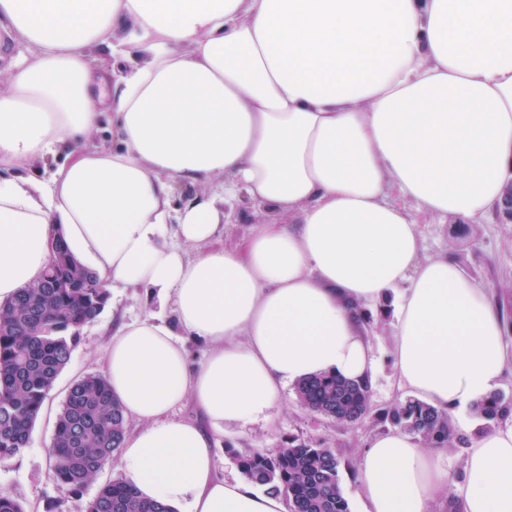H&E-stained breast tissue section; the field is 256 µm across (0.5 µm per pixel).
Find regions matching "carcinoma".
<instances>
[{"mask_svg": "<svg viewBox=\"0 0 512 512\" xmlns=\"http://www.w3.org/2000/svg\"><path fill=\"white\" fill-rule=\"evenodd\" d=\"M109 292L95 272L82 265L65 240L40 281L20 289L0 306V463L18 455L59 373L68 364L83 326L104 311ZM298 403L340 424L371 419L421 438L429 448H469L471 437L456 431L451 414L408 397L390 409L372 401L371 381L316 375L296 383ZM483 428L512 418V395L494 391L473 404ZM126 418L106 378L87 374L75 381L56 417L50 471L59 486L80 493L119 451ZM233 460L249 481L280 493L289 512H350L341 481V458L320 441L295 437L274 454L256 449ZM86 512H174L140 497L126 481L101 485Z\"/></svg>", "mask_w": 512, "mask_h": 512, "instance_id": "cac0c4a2", "label": "carcinoma"}]
</instances>
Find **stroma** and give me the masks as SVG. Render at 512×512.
Masks as SVG:
<instances>
[{
    "label": "stroma",
    "instance_id": "35a3bbf8",
    "mask_svg": "<svg viewBox=\"0 0 512 512\" xmlns=\"http://www.w3.org/2000/svg\"><path fill=\"white\" fill-rule=\"evenodd\" d=\"M456 219L433 218L422 225V258L448 256L488 289V298L503 320L502 341L512 354V224L492 218L473 224L468 234L457 231ZM154 314L163 323L174 325L172 306L148 295L142 288L111 289L104 312L80 331L71 358L58 376L42 412L31 432L27 447L10 461L0 464V492L19 497L27 512H86L88 501L98 487L120 477L118 464H110L85 487L72 494L57 485L49 470L48 450L52 444L57 413L70 386L89 373L104 371L102 355L116 327ZM377 362L371 379L372 399L376 407L390 408L410 397L398 378L394 357L395 327L386 321L367 333ZM381 426L363 422L344 426L311 413L296 401L293 387H286L282 404L272 422H249L228 428L215 445L219 476L237 474L231 450L262 448L272 452L285 438L298 436L323 441L342 458L341 486L350 512L360 510L358 470L368 440L381 433Z\"/></svg>",
    "mask_w": 512,
    "mask_h": 512
}]
</instances>
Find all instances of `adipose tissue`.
Here are the masks:
<instances>
[{
  "label": "adipose tissue",
  "instance_id": "obj_1",
  "mask_svg": "<svg viewBox=\"0 0 512 512\" xmlns=\"http://www.w3.org/2000/svg\"><path fill=\"white\" fill-rule=\"evenodd\" d=\"M0 305L51 242L104 286L172 301L208 347L191 366L154 315L118 326L106 378L138 422L123 478L173 512H289L216 474L230 424L271 420L288 384L373 367L356 307L390 300L399 379L452 411L507 364L485 285L421 257L428 217L478 224L512 187V0H0ZM130 56L115 69L96 51ZM111 119L119 144L93 145ZM201 191L174 206L176 182ZM269 209L219 246L234 204ZM193 403L197 416L175 417ZM454 485L433 449L372 438L361 512H512V426Z\"/></svg>",
  "mask_w": 512,
  "mask_h": 512
}]
</instances>
